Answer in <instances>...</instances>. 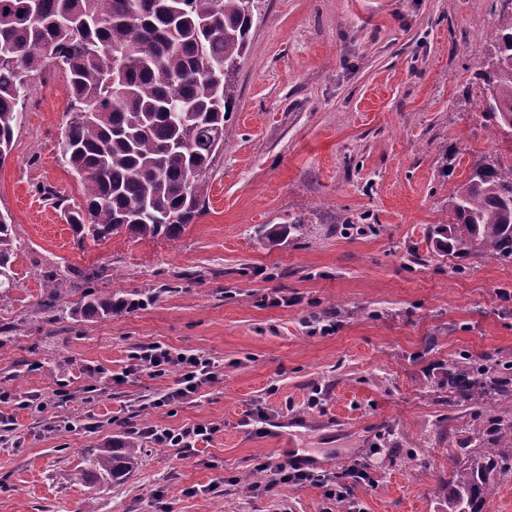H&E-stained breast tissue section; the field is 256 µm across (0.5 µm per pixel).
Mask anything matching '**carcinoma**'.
I'll list each match as a JSON object with an SVG mask.
<instances>
[{
    "mask_svg": "<svg viewBox=\"0 0 512 512\" xmlns=\"http://www.w3.org/2000/svg\"><path fill=\"white\" fill-rule=\"evenodd\" d=\"M255 0H0V164L8 159L23 103L51 59L67 75L71 118L60 159L79 179L85 204L67 212L78 241L122 231L138 240L177 238L205 207V183L235 77L247 48ZM483 114L512 117V14L477 73ZM451 222L436 224L437 249L483 252L512 263V163H476L448 197ZM15 235L0 213V289L10 287ZM98 273L47 275L40 307L53 321L108 317L136 302L94 287ZM79 300H73L74 296ZM441 405L467 408L479 426L457 449L468 464L448 481V512H481L499 458L512 453V363L497 356L448 361ZM140 440L85 448L79 482L113 484L140 464Z\"/></svg>",
    "mask_w": 512,
    "mask_h": 512,
    "instance_id": "1",
    "label": "carcinoma"
}]
</instances>
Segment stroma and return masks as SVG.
Listing matches in <instances>:
<instances>
[{
  "label": "stroma",
  "mask_w": 512,
  "mask_h": 512,
  "mask_svg": "<svg viewBox=\"0 0 512 512\" xmlns=\"http://www.w3.org/2000/svg\"><path fill=\"white\" fill-rule=\"evenodd\" d=\"M504 11L512 0H258L206 206L172 240L80 244L49 204L83 201L57 148L66 77L49 65L0 165L16 246L0 388L45 401L0 406L15 424L0 512H81L91 496L97 512H443L469 419L438 404L442 366L512 360V263L460 262L429 236L480 157L512 155L475 78ZM68 265L144 306L45 322L44 278ZM150 342L205 353L216 382L163 407L173 375L113 383ZM65 381L99 392L69 401ZM75 416L76 429L46 432ZM194 424L216 431L189 456L145 438L123 483L75 479L90 443ZM292 453L318 458L320 481L270 485L263 463ZM359 462L371 484L331 496Z\"/></svg>",
  "instance_id": "stroma-1"
}]
</instances>
